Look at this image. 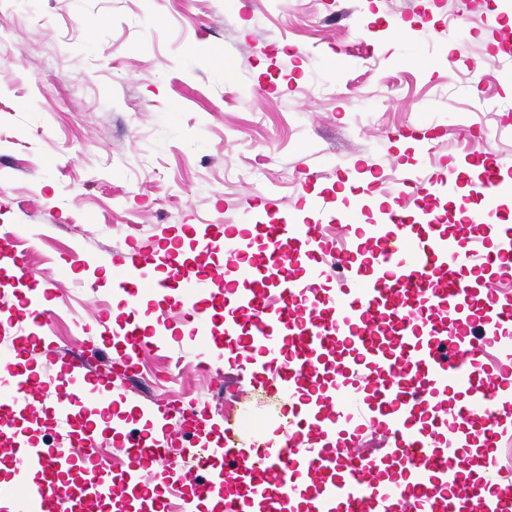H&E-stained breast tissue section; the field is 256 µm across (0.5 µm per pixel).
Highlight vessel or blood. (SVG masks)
Wrapping results in <instances>:
<instances>
[{
  "instance_id": "vessel-or-blood-1",
  "label": "vessel or blood",
  "mask_w": 512,
  "mask_h": 512,
  "mask_svg": "<svg viewBox=\"0 0 512 512\" xmlns=\"http://www.w3.org/2000/svg\"><path fill=\"white\" fill-rule=\"evenodd\" d=\"M504 166L488 149L479 147L452 170L434 177L406 175L402 183L414 188L417 207L393 201L379 208V220L357 227L354 213H341L343 247L333 249L325 233V206L311 201L281 216L275 200L262 197L254 207L266 223L254 233L235 226H219L224 253L238 276L226 279L223 269L188 268L180 264V243L166 236L152 246L110 254L113 290L128 305L139 306L143 293L174 303L146 311L149 327L129 324L120 342L126 369L114 380L107 366L112 358L102 347L89 352L85 345L61 347L52 338L48 287L30 280L24 255L12 251L10 273L26 282L9 310L22 326L10 352L0 355L14 379L12 401L27 400L43 382L31 371L42 356H52L61 376L74 388L62 395L44 425L67 426L57 444L31 441L1 422L16 449L19 488L0 490V512H74L75 496L86 500H121L132 512H184L192 497L219 498L223 512H418L428 502L430 512H512V475L496 461L477 485L460 483L448 464L462 435L452 425L439 435L421 425L423 406L440 407L448 385L470 394L459 415L483 417L482 434L500 441L512 417V358L503 357L495 378L481 376L477 355L502 344L512 332V292L499 286L512 275V225H497L493 249L479 253L470 227L448 234L433 224L429 203L437 195L456 199L461 181H470L489 204H497L511 184ZM167 264V278L154 279L150 261ZM342 270L346 290L328 295L319 286L328 268ZM459 268V275L440 282V272ZM260 279L261 287L241 289L239 276ZM481 292L483 308L491 316L475 331L470 301ZM227 309L225 335L238 326L244 351L261 362L265 387L275 389L281 402L267 421L269 430L243 447L244 423L224 426L223 442L213 441L208 422L183 416L177 431L130 436V451L122 482L112 479V457L97 448V422L80 408L88 388L100 389L98 421L111 422L109 392L115 384L129 385L142 351L166 343L171 332L204 333L210 314ZM236 335V334H235ZM386 375V391L371 410L357 396L365 392L368 373ZM382 425L387 434L386 458L362 454L359 432ZM190 437L189 448L168 461L169 498L158 497L145 473L146 463L163 456L175 432ZM417 448L420 465L401 470L402 482L386 480L389 464Z\"/></svg>"
}]
</instances>
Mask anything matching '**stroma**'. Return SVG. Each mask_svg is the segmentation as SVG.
Listing matches in <instances>:
<instances>
[{"label":"stroma","mask_w":512,"mask_h":512,"mask_svg":"<svg viewBox=\"0 0 512 512\" xmlns=\"http://www.w3.org/2000/svg\"><path fill=\"white\" fill-rule=\"evenodd\" d=\"M494 15L512 0H0V232L35 248L60 344L125 323L123 302L92 299L109 253L247 223L250 196L289 211L308 172L328 198L363 170L383 200L483 134L512 168V41ZM196 351L184 335L142 352L99 447L124 459L148 399L208 400L220 425L278 406L243 351L207 371Z\"/></svg>","instance_id":"35a3bbf8"}]
</instances>
